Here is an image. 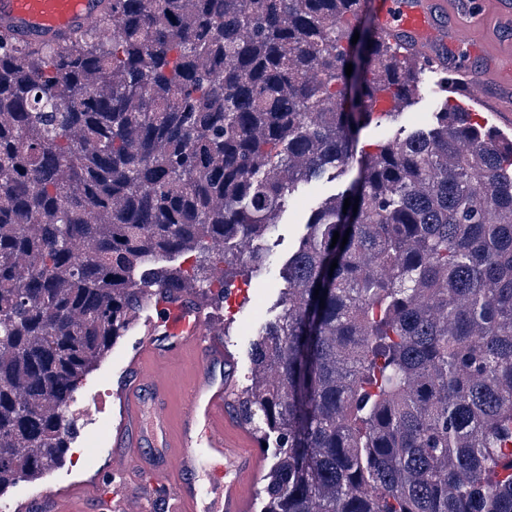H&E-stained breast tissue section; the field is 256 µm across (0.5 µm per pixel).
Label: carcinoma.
Returning <instances> with one entry per match:
<instances>
[{"instance_id":"1","label":"carcinoma","mask_w":512,"mask_h":512,"mask_svg":"<svg viewBox=\"0 0 512 512\" xmlns=\"http://www.w3.org/2000/svg\"><path fill=\"white\" fill-rule=\"evenodd\" d=\"M358 2L112 0L110 43L0 36V488L64 457L137 294L250 262L285 282L239 411L276 435L265 512H512V142L445 102L357 151L376 102L432 92ZM354 161L287 261L234 252Z\"/></svg>"}]
</instances>
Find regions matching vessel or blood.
<instances>
[{"label": "vessel or blood", "instance_id": "b4317fda", "mask_svg": "<svg viewBox=\"0 0 512 512\" xmlns=\"http://www.w3.org/2000/svg\"><path fill=\"white\" fill-rule=\"evenodd\" d=\"M371 6L379 38L424 67L453 71L472 103L512 114V72L494 78L461 59L483 52L487 41L484 15L471 0H372ZM111 7V0H0V34L63 44L96 27ZM439 12L449 16V26L437 24ZM493 84L501 93L492 100L487 90ZM141 303L149 314L115 392L122 445L112 451L110 473L122 486L72 483L24 503L21 512H83L89 500L100 512H153L157 506L163 512H253L263 460L249 448L248 434L224 416L234 377L226 371L231 359L221 330L192 294L158 286L145 289ZM178 353L196 354L197 361L175 420L162 367Z\"/></svg>", "mask_w": 512, "mask_h": 512}]
</instances>
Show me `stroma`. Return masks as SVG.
<instances>
[{
  "label": "stroma",
  "mask_w": 512,
  "mask_h": 512,
  "mask_svg": "<svg viewBox=\"0 0 512 512\" xmlns=\"http://www.w3.org/2000/svg\"><path fill=\"white\" fill-rule=\"evenodd\" d=\"M444 78V72H435L424 67L417 69V82L430 85L437 89L438 94L433 99L418 97L409 103L398 104V115L390 120L389 126L399 137H406L411 131L431 123L437 103L444 101L447 96L451 95L459 102H466L463 89H455L450 95L443 92ZM308 211L307 197H292L288 214L267 240V248L272 249L281 259H288L297 249L304 233ZM226 280L230 289L228 298L206 299L202 305L210 321L222 326L224 330V348L234 359V396L239 399L250 394L253 386L254 371L250 347L255 337L253 323L256 319H270L278 314L280 291L269 283L263 271L251 267H229ZM137 340V326L129 324L113 339L109 351L84 379L71 407L74 431L65 459L38 476L16 481L1 490L0 500L15 507L44 491L74 481L95 476L107 478L115 446L112 424L119 418V402L113 391Z\"/></svg>",
  "instance_id": "obj_1"
}]
</instances>
